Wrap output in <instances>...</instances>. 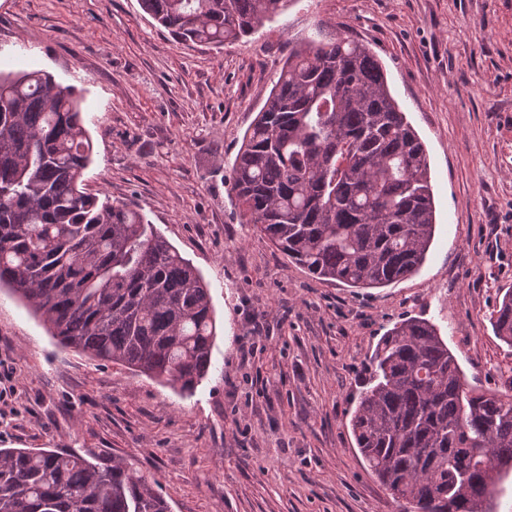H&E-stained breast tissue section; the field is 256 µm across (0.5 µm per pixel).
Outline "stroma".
<instances>
[{
    "mask_svg": "<svg viewBox=\"0 0 512 512\" xmlns=\"http://www.w3.org/2000/svg\"><path fill=\"white\" fill-rule=\"evenodd\" d=\"M338 33L377 55L430 162L433 243L417 273L381 288L311 277L231 191L289 49ZM32 69L77 89L88 189L192 262L217 336L183 394L61 348L0 288V448L134 458L170 512H399L350 425L380 337L422 317L469 387L512 375L491 326L512 289V0H291L221 47L176 43L138 0H0V71Z\"/></svg>",
    "mask_w": 512,
    "mask_h": 512,
    "instance_id": "stroma-1",
    "label": "stroma"
}]
</instances>
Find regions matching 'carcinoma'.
<instances>
[{
    "label": "carcinoma",
    "mask_w": 512,
    "mask_h": 512,
    "mask_svg": "<svg viewBox=\"0 0 512 512\" xmlns=\"http://www.w3.org/2000/svg\"><path fill=\"white\" fill-rule=\"evenodd\" d=\"M291 0H139L179 43L222 46ZM93 144L80 98L41 70L0 73V288L58 344L190 393L216 319L198 270L131 205L83 188ZM231 190L252 224L313 277L379 288L422 266L436 217L425 147L366 45L293 46L245 134ZM512 346V289L491 317ZM369 469L402 512H491L512 473V377L466 387L432 322L389 329L351 419ZM0 512H168L134 464L0 448Z\"/></svg>",
    "instance_id": "carcinoma-1"
}]
</instances>
